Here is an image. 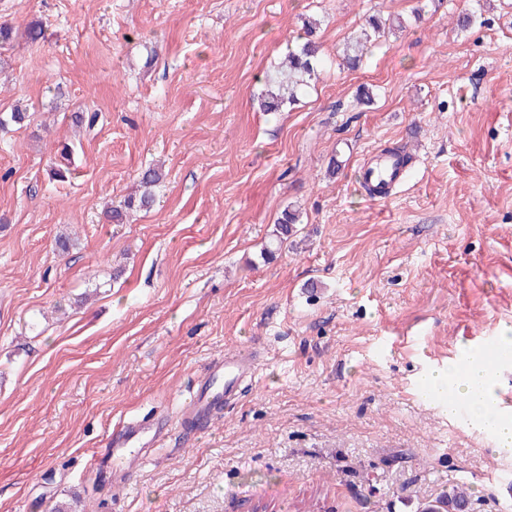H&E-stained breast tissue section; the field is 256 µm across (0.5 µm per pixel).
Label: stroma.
<instances>
[{
    "mask_svg": "<svg viewBox=\"0 0 512 512\" xmlns=\"http://www.w3.org/2000/svg\"><path fill=\"white\" fill-rule=\"evenodd\" d=\"M377 14L397 28L343 68ZM311 21L316 79L262 111ZM2 22L0 113L27 118L0 131V512H418L456 486L469 512L512 505V455L422 384L512 328V0H0ZM396 146L409 174L368 199L359 167ZM156 163L155 205L112 223ZM238 349L258 376L191 431ZM128 420L162 433L112 461Z\"/></svg>",
    "mask_w": 512,
    "mask_h": 512,
    "instance_id": "obj_1",
    "label": "stroma"
}]
</instances>
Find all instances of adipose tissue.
<instances>
[{
	"label": "adipose tissue",
	"mask_w": 512,
	"mask_h": 512,
	"mask_svg": "<svg viewBox=\"0 0 512 512\" xmlns=\"http://www.w3.org/2000/svg\"><path fill=\"white\" fill-rule=\"evenodd\" d=\"M424 384L433 393H449V405L466 401L472 423L494 435L496 453L512 454V419L496 408L495 380L487 369L483 352L467 353L460 361L428 374Z\"/></svg>",
	"instance_id": "1"
}]
</instances>
